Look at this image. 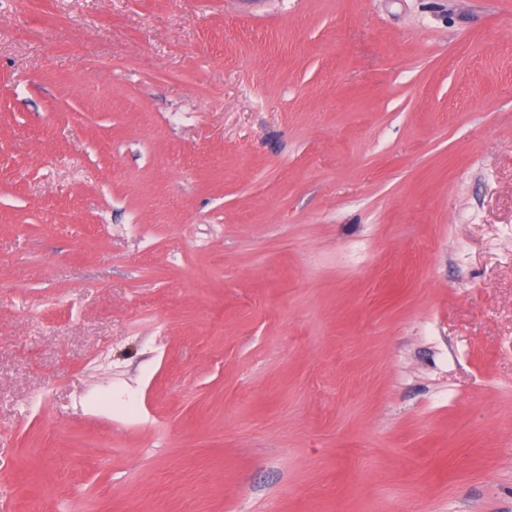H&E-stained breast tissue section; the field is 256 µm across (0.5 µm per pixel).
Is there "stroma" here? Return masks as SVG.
Masks as SVG:
<instances>
[{"label": "stroma", "mask_w": 512, "mask_h": 512, "mask_svg": "<svg viewBox=\"0 0 512 512\" xmlns=\"http://www.w3.org/2000/svg\"><path fill=\"white\" fill-rule=\"evenodd\" d=\"M0 512H512V0H0Z\"/></svg>", "instance_id": "1"}]
</instances>
